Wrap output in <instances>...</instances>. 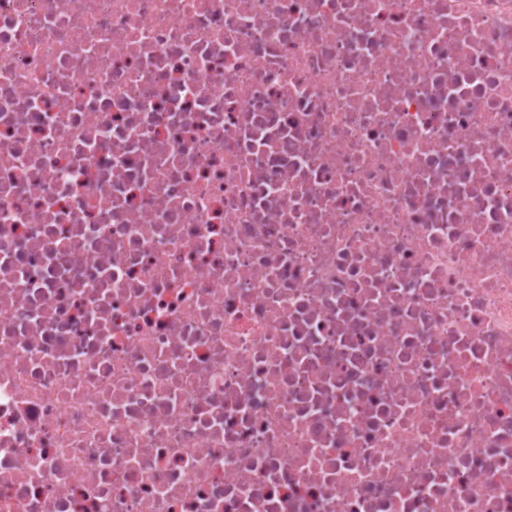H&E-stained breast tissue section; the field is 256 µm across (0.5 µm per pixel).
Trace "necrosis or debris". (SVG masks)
Wrapping results in <instances>:
<instances>
[{"label":"necrosis or debris","mask_w":512,"mask_h":512,"mask_svg":"<svg viewBox=\"0 0 512 512\" xmlns=\"http://www.w3.org/2000/svg\"><path fill=\"white\" fill-rule=\"evenodd\" d=\"M0 512H512V0H0Z\"/></svg>","instance_id":"obj_1"}]
</instances>
